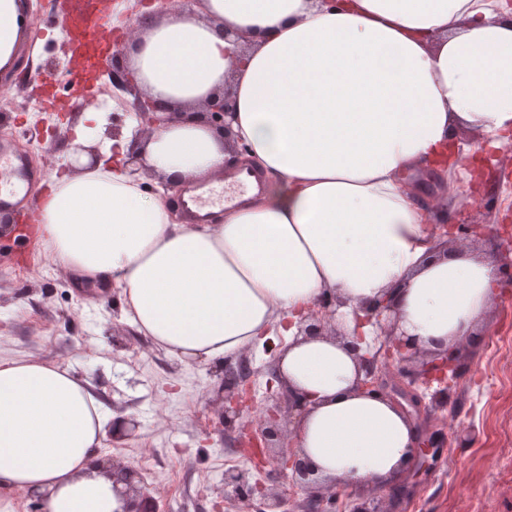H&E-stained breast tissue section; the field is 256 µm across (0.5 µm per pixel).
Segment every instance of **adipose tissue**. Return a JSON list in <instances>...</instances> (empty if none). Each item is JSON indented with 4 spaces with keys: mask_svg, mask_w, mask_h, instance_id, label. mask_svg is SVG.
I'll return each mask as SVG.
<instances>
[{
    "mask_svg": "<svg viewBox=\"0 0 512 512\" xmlns=\"http://www.w3.org/2000/svg\"><path fill=\"white\" fill-rule=\"evenodd\" d=\"M129 66L167 109L231 83L236 139L275 180L223 223H170L123 162L137 152L175 185L234 164L219 135L188 120L103 139L102 159L82 156L79 173L49 183V251L120 288L126 317L167 355L238 358L326 295L351 328L393 293L401 331L424 351L474 337L496 264L473 250L437 255L430 227L459 206L460 179L479 177L486 153L512 148V0H204L203 13L146 20ZM359 329L372 340V326ZM286 334L275 368L306 401L290 442L316 477H398L412 421L358 388L341 342ZM121 418L70 366L0 357V512H17L20 493L44 512H124L99 453Z\"/></svg>",
    "mask_w": 512,
    "mask_h": 512,
    "instance_id": "1",
    "label": "adipose tissue"
}]
</instances>
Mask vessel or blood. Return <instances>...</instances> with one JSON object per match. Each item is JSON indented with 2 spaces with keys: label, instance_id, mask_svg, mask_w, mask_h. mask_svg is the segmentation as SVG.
Wrapping results in <instances>:
<instances>
[{
  "label": "vessel or blood",
  "instance_id": "obj_1",
  "mask_svg": "<svg viewBox=\"0 0 512 512\" xmlns=\"http://www.w3.org/2000/svg\"><path fill=\"white\" fill-rule=\"evenodd\" d=\"M59 25L75 43L74 68L86 73L96 68L105 50L113 48L112 28L103 18L99 0H71L68 12L58 20ZM41 172L17 152L8 140H0V210L24 208L33 185L40 181ZM262 182L248 177L232 179L229 185L213 181L191 184L182 192L181 206L189 223L206 224L213 209L237 207L248 193H261Z\"/></svg>",
  "mask_w": 512,
  "mask_h": 512
}]
</instances>
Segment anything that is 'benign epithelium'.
<instances>
[{
	"instance_id": "benign-epithelium-1",
	"label": "benign epithelium",
	"mask_w": 512,
	"mask_h": 512,
	"mask_svg": "<svg viewBox=\"0 0 512 512\" xmlns=\"http://www.w3.org/2000/svg\"><path fill=\"white\" fill-rule=\"evenodd\" d=\"M122 47L123 43H118L112 55V70L107 75L114 88L135 95L134 116L139 123L138 131L142 133L179 121V113L162 109L151 99L137 94L132 74L118 62ZM204 107L202 122L223 134L224 139L232 140L235 109L231 93L226 90L211 96L205 101ZM464 196L466 201L454 211V219L435 225L439 231L440 245L448 246V238L459 234L462 227L471 235L489 237L491 250L500 261L497 285L502 288L511 286L512 233L505 225L493 232L486 230V225L472 221V213L481 201L479 187L471 188ZM19 232L21 221L18 217L10 213L0 216L1 237ZM363 313L364 316H358L356 320L374 327L373 345L361 348L359 336L349 341V347L364 373V378L358 382L361 389L371 394L388 390L393 398L404 401L418 414L421 412L422 396L417 392L416 385L437 382L443 385L440 392L446 393V383L461 377L465 360L459 348L425 353L404 338L394 299L386 295L374 306L364 308ZM336 314V300L319 301L301 314L300 333L305 336L346 338L347 333L339 326ZM252 376L253 370L246 357L240 359L235 367H225L215 398L212 399L213 408L224 430L237 432L236 450L239 453L246 456L256 469L263 470L271 465L278 478L302 485L306 497L300 501H290L281 492L267 487L263 481L250 482V471L237 468L224 472L222 501L227 509L236 512H285L287 505L292 507L293 512H327L325 506L336 504V500L344 495L343 486L325 484L311 478L312 470L308 462L293 450H283L277 455L272 453L276 444L289 440L284 423L292 422L294 414L301 411V399L282 386L270 393L273 404H259L252 394ZM436 447L438 444L434 438L420 437L410 449V454L418 462ZM107 462L125 485L121 491L127 501L125 512H157L151 497L144 495L139 472L113 456L107 458Z\"/></svg>"
}]
</instances>
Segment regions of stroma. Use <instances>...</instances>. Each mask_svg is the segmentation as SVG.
I'll return each mask as SVG.
<instances>
[{
  "label": "stroma",
  "instance_id": "35a3bbf8",
  "mask_svg": "<svg viewBox=\"0 0 512 512\" xmlns=\"http://www.w3.org/2000/svg\"><path fill=\"white\" fill-rule=\"evenodd\" d=\"M39 28L47 32L41 71L25 93L0 97V135L25 146L46 176L67 175L70 125L42 109L46 91L68 98L73 90L57 0H39ZM75 112L97 113L105 129L122 134L133 113L131 95L113 91L108 77L81 85ZM119 288L64 270L43 240L13 246L0 258V356L35 354L70 365L103 402L125 408L139 427L134 438L105 441V456L138 470L159 512L171 501L181 512H214L227 461L240 460L235 435L224 430L211 399L216 366L185 365L158 349L123 315ZM471 347L467 373L448 392L443 410L423 414L418 432L441 430L442 447L424 468L409 467V498L391 486H361L354 502L371 501L390 512H512V292L492 301ZM274 332L247 356L255 370L256 401H264L274 352L285 343ZM474 431L467 445L456 441Z\"/></svg>",
  "mask_w": 512,
  "mask_h": 512
}]
</instances>
